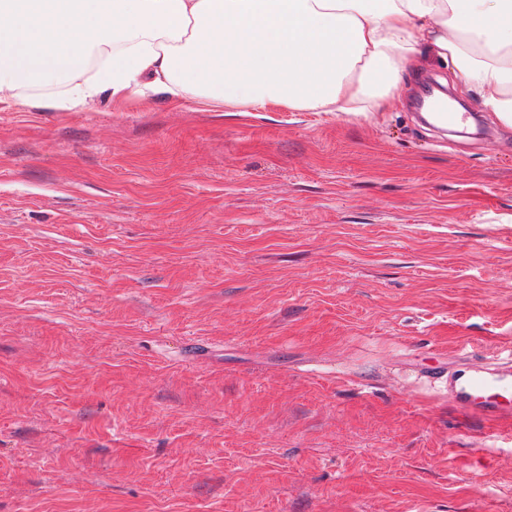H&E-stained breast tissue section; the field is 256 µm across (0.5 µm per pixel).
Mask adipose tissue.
Listing matches in <instances>:
<instances>
[{"label": "adipose tissue", "mask_w": 512, "mask_h": 512, "mask_svg": "<svg viewBox=\"0 0 512 512\" xmlns=\"http://www.w3.org/2000/svg\"><path fill=\"white\" fill-rule=\"evenodd\" d=\"M423 51L512 128V0H0V104L162 91L360 115ZM58 84V100L20 94Z\"/></svg>", "instance_id": "obj_1"}]
</instances>
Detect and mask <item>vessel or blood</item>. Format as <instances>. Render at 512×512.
Returning <instances> with one entry per match:
<instances>
[{"instance_id": "obj_1", "label": "vessel or blood", "mask_w": 512, "mask_h": 512, "mask_svg": "<svg viewBox=\"0 0 512 512\" xmlns=\"http://www.w3.org/2000/svg\"><path fill=\"white\" fill-rule=\"evenodd\" d=\"M422 99L441 127L464 122V113L439 101L433 90H425ZM426 374L445 382L450 402L462 415L491 427L512 426V359L484 362L467 358L447 367L429 366Z\"/></svg>"}]
</instances>
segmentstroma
Instances as JSON below:
<instances>
[{
	"label": "stroma",
	"instance_id": "stroma-1",
	"mask_svg": "<svg viewBox=\"0 0 512 512\" xmlns=\"http://www.w3.org/2000/svg\"><path fill=\"white\" fill-rule=\"evenodd\" d=\"M490 139L446 137L430 81ZM358 116L0 108V512H512V128L417 54ZM426 374L445 382L448 399L462 415L490 427L512 426V358H467L448 367L428 366Z\"/></svg>",
	"mask_w": 512,
	"mask_h": 512
}]
</instances>
